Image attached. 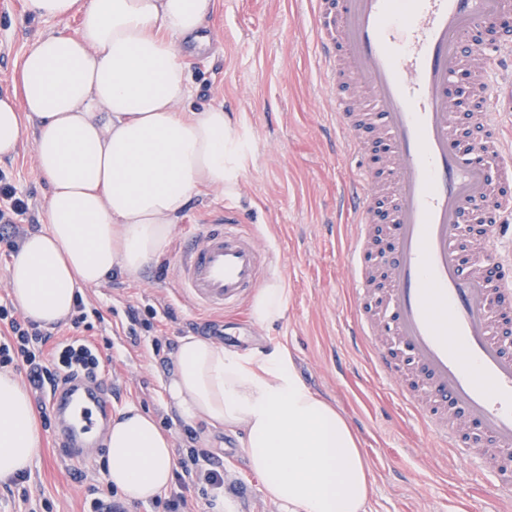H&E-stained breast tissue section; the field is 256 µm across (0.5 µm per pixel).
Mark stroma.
I'll use <instances>...</instances> for the list:
<instances>
[{
    "instance_id": "35a3bbf8",
    "label": "stroma",
    "mask_w": 512,
    "mask_h": 512,
    "mask_svg": "<svg viewBox=\"0 0 512 512\" xmlns=\"http://www.w3.org/2000/svg\"><path fill=\"white\" fill-rule=\"evenodd\" d=\"M76 26L73 19L32 17L25 0H0V93L12 91L21 58L37 38ZM313 42L307 0H216L201 38L180 45L193 87L188 108L224 106L249 144L244 174L228 199L245 214L258 245L274 255L263 276L282 280L284 317L260 326L245 311L226 317L198 309L179 292L173 264L179 241L212 223L228 200L211 192L190 202L163 254L137 279L116 273L85 289L87 308L102 314L93 336L112 340L101 376L112 384L116 408L133 403L152 413L170 432L175 453L207 449L225 483L247 488L245 498H225L218 509L198 485H189L185 512H279L248 466L240 433L187 425L164 405L160 378L173 368L179 338H213L222 323L239 332L240 352L286 346L304 383L343 414L376 479L368 512H512V501L489 503L471 466L439 449L403 410L393 382L349 343L353 283L345 254L352 230L336 211V197L350 163L336 158L341 130L320 85ZM0 170L29 205L19 235L44 230L48 187L32 140L23 139L13 157L1 159ZM133 311L135 325L129 322ZM105 460L101 453L73 468L44 430L27 484L49 499L52 512H89L92 499L110 493Z\"/></svg>"
}]
</instances>
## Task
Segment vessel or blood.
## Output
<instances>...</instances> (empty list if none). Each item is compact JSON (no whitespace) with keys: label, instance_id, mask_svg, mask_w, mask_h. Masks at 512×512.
Wrapping results in <instances>:
<instances>
[{"label":"vessel or blood","instance_id":"obj_1","mask_svg":"<svg viewBox=\"0 0 512 512\" xmlns=\"http://www.w3.org/2000/svg\"><path fill=\"white\" fill-rule=\"evenodd\" d=\"M316 56L328 98L355 166L339 196L351 219L354 276L352 342L394 379L409 414L440 439L449 458L490 476L493 496L512 497V283L489 280L483 262L498 251L465 256V224L485 215L480 236L499 239L512 225V139H504L490 96L512 77V43L485 49L483 79L466 106L479 128L465 163L459 149L462 108L451 87L476 46L473 34L512 20V0H310ZM377 128L376 160L359 137ZM500 156L497 170L483 157ZM386 222L378 231V222ZM387 259L375 264L377 236ZM272 260L240 213L185 239L175 260L178 288L199 308L244 304ZM48 405L53 438L75 464L112 416V393L85 377L60 382Z\"/></svg>","mask_w":512,"mask_h":512}]
</instances>
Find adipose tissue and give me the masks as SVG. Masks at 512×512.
<instances>
[{
  "mask_svg": "<svg viewBox=\"0 0 512 512\" xmlns=\"http://www.w3.org/2000/svg\"><path fill=\"white\" fill-rule=\"evenodd\" d=\"M74 33L39 37L13 95L0 96V157L31 136L49 187L45 230L26 235L8 268L12 295L44 327L71 318L82 289L120 272L138 278L204 190L232 192L249 148L230 113L185 111L188 66L176 46L206 26L215 0H26ZM280 279L262 285L252 320L286 312ZM185 423L242 432L250 469L281 512H367L374 474L361 440L334 405L300 378L287 347L250 355L181 337L162 383ZM106 481L131 503L170 487L174 451L136 405L112 418ZM39 448L31 396L0 370V482L28 469Z\"/></svg>",
  "mask_w": 512,
  "mask_h": 512,
  "instance_id": "ef3b65f1",
  "label": "adipose tissue"
}]
</instances>
